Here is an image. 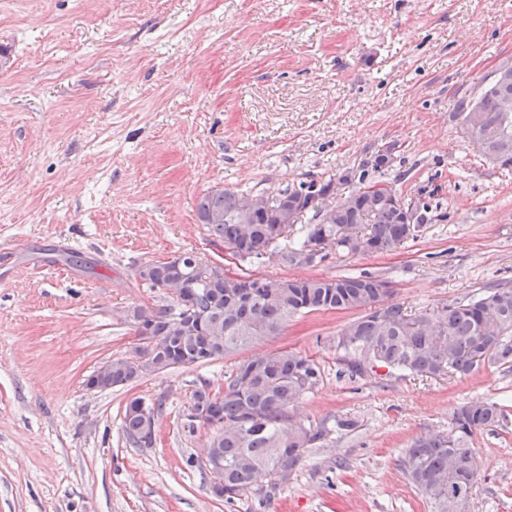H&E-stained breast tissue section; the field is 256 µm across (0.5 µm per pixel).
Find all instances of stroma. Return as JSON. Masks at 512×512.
Returning a JSON list of instances; mask_svg holds the SVG:
<instances>
[{
    "label": "stroma",
    "mask_w": 512,
    "mask_h": 512,
    "mask_svg": "<svg viewBox=\"0 0 512 512\" xmlns=\"http://www.w3.org/2000/svg\"><path fill=\"white\" fill-rule=\"evenodd\" d=\"M0 47V512H430L398 460L476 399L507 419L471 441L481 476L467 510L512 512V368L350 377L336 346L349 312L86 387L133 350L130 311L169 300L138 268L185 252L233 276L366 271L431 317L512 282V166L482 156L454 116L512 63V0H0ZM388 146L390 167L370 178L430 205L395 251L250 265L198 222L208 190L274 193L370 166ZM284 348L322 370L296 420L331 431L270 499L225 502L195 465L211 430L189 422L191 394ZM135 397L164 402L146 448L122 428ZM339 418L353 428L334 431Z\"/></svg>",
    "instance_id": "35a3bbf8"
}]
</instances>
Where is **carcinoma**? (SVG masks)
Listing matches in <instances>:
<instances>
[{
    "label": "carcinoma",
    "instance_id": "obj_1",
    "mask_svg": "<svg viewBox=\"0 0 512 512\" xmlns=\"http://www.w3.org/2000/svg\"><path fill=\"white\" fill-rule=\"evenodd\" d=\"M501 94L491 79L478 97L457 103L455 116L463 119L478 109L485 125L500 127L512 138V112L498 110ZM339 180L354 184L357 207L336 212L327 223L320 219L314 201L334 185L333 179L302 182L278 192L280 197L302 196L309 205L299 228L301 242L284 243L291 225L281 223L275 210L245 213L241 204L246 197L227 189L205 193L197 217L232 257L246 258L250 264L275 258L287 266H303V254L316 247L346 254L386 253L419 237L429 204H421L419 223L402 224L384 191L366 192L374 184L366 170H349ZM138 276L152 289H175L178 297L168 305L140 306L128 315L139 360H112L107 389L128 385L145 374L233 354L279 333L288 321L316 311H363L339 333L336 343L347 355V372L352 376L375 364L421 377L445 372L462 377L486 361L512 367V285L508 283L443 307L429 327L423 317L409 316L393 301L388 282L369 273L287 280L247 273L232 279L218 264L186 252L171 261L146 264ZM371 356L373 365L368 362ZM320 378L313 359L283 349L239 362L222 392L214 393L206 385L193 391L190 410L218 418L221 427L210 443L224 461V492L216 491L215 496L228 503L249 493L266 498L302 465L306 450L330 429L323 422L306 426L291 412ZM147 411L154 409L134 398L123 416L127 438L139 447H149L155 440L143 434ZM504 418L498 404L471 401L455 411L448 433L421 435L405 450L400 469L432 512H465L479 476L469 442Z\"/></svg>",
    "mask_w": 512,
    "mask_h": 512
}]
</instances>
